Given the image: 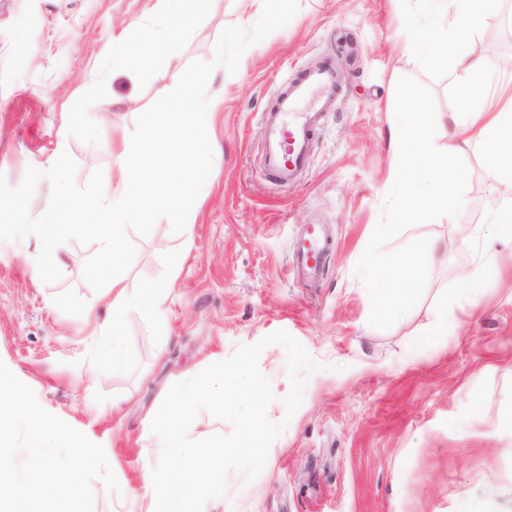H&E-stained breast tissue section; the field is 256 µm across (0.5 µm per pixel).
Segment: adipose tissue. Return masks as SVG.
<instances>
[{"label":"adipose tissue","mask_w":512,"mask_h":512,"mask_svg":"<svg viewBox=\"0 0 512 512\" xmlns=\"http://www.w3.org/2000/svg\"><path fill=\"white\" fill-rule=\"evenodd\" d=\"M422 16L410 20L412 50L429 67L451 65L459 110L452 113L448 152L440 154L431 135L439 121L433 112L403 113L394 145L391 183L402 203L397 217L408 222L430 211L448 214L464 201L448 181V158L462 149L460 133L479 142L499 184L512 188V92L491 96V80L482 69L475 33L492 27L499 0H419ZM425 270L415 254L371 260L366 279L378 296L381 313L407 312L418 296Z\"/></svg>","instance_id":"obj_1"}]
</instances>
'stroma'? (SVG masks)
Instances as JSON below:
<instances>
[{"label": "stroma", "mask_w": 512, "mask_h": 512, "mask_svg": "<svg viewBox=\"0 0 512 512\" xmlns=\"http://www.w3.org/2000/svg\"><path fill=\"white\" fill-rule=\"evenodd\" d=\"M153 4L0 0V173L11 185L28 167L49 169L66 153L78 186L98 171L111 187L113 153L164 95L170 67L144 86L106 77V97L89 109L99 145L60 131L95 82L105 47L147 20ZM298 4L285 27L245 51L235 74L214 82L224 91L213 127L219 160L192 224L176 234L162 218L149 235L128 233L137 248L123 274L128 288L159 277L163 253L179 254L160 343L139 312L127 316L137 372L102 373L86 359L108 315L83 277L96 243L59 245L62 277L47 284L33 236L0 242V362L44 410L103 447L120 491L93 480V512H144V465L161 453L151 415L171 386L279 330L320 368L286 417L287 352L264 348L259 367L274 395L267 416L287 427L269 449L267 469L247 486L230 474L213 512H512V246L488 248L478 304L460 293L475 268L460 242L487 224L505 194L474 142L448 163L463 212L394 223L392 128L416 106L453 111L454 78L422 65L409 46L404 19L417 12V0ZM238 15L236 0H212L181 65L211 60ZM477 41L489 74L512 73V0H501L498 23ZM325 56L335 57L340 74L336 104L316 127L306 174L292 190L275 189L259 175L261 114L285 78ZM309 224L326 225L336 245L321 279L304 286L290 262ZM428 239L443 249L426 268L417 302L401 317H377L364 260L411 252ZM443 301L448 335L436 345L427 333Z\"/></svg>", "instance_id": "1"}]
</instances>
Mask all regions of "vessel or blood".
I'll return each mask as SVG.
<instances>
[{
	"label": "vessel or blood",
	"mask_w": 512,
	"mask_h": 512,
	"mask_svg": "<svg viewBox=\"0 0 512 512\" xmlns=\"http://www.w3.org/2000/svg\"><path fill=\"white\" fill-rule=\"evenodd\" d=\"M336 83L333 66L321 63L309 69L302 79L284 81L273 108L263 112L261 169L276 188L288 189L306 168L312 132L319 113L332 102ZM333 246L320 225L307 227L292 252L293 275L303 281L319 278Z\"/></svg>",
	"instance_id": "b4317fda"
}]
</instances>
